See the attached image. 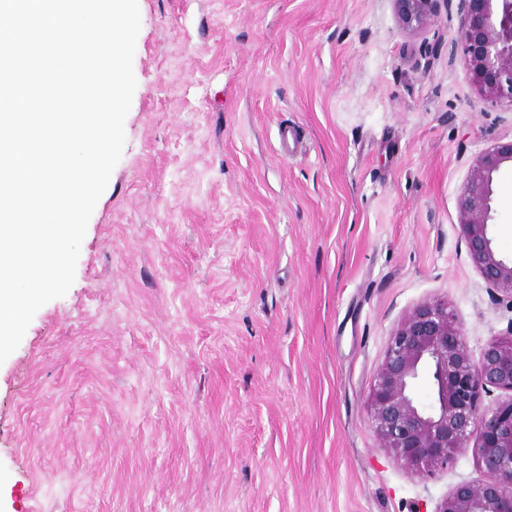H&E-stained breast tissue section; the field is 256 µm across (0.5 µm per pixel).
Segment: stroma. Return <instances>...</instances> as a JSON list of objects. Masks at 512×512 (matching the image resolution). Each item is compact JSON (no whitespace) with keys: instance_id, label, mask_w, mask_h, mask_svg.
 I'll return each instance as SVG.
<instances>
[{"instance_id":"1","label":"stroma","mask_w":512,"mask_h":512,"mask_svg":"<svg viewBox=\"0 0 512 512\" xmlns=\"http://www.w3.org/2000/svg\"><path fill=\"white\" fill-rule=\"evenodd\" d=\"M126 142L67 294L0 364V512H434L369 423L399 321L512 330L458 198L512 140L458 62L460 0H138ZM491 227L512 258V171ZM399 24L410 32H418L429 24L438 0H393Z\"/></svg>"}]
</instances>
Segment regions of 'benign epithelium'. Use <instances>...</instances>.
I'll list each match as a JSON object with an SVG mask.
<instances>
[{"instance_id": "obj_1", "label": "benign epithelium", "mask_w": 512, "mask_h": 512, "mask_svg": "<svg viewBox=\"0 0 512 512\" xmlns=\"http://www.w3.org/2000/svg\"><path fill=\"white\" fill-rule=\"evenodd\" d=\"M438 0H394L399 24L417 32L429 24ZM460 64L488 104L512 106V0H460ZM512 168V141L497 142L473 162L459 198V226L473 265L512 304V259L491 232L496 187ZM432 375L427 402L418 399L420 373ZM504 393L483 407L481 393ZM371 427L394 456L427 476L448 468L469 449L481 478L454 486L434 512H512V332L469 356L462 327L448 302L417 305L394 329L371 387Z\"/></svg>"}]
</instances>
